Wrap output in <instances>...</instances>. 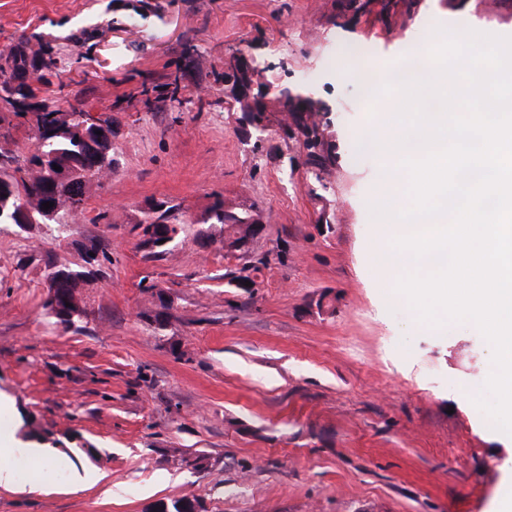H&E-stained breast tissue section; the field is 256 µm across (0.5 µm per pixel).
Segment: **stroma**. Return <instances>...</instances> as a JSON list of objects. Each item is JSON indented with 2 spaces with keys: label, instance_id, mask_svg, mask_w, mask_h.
Masks as SVG:
<instances>
[{
  "label": "stroma",
  "instance_id": "obj_1",
  "mask_svg": "<svg viewBox=\"0 0 512 512\" xmlns=\"http://www.w3.org/2000/svg\"><path fill=\"white\" fill-rule=\"evenodd\" d=\"M153 2L0 0V51L39 37L72 68L39 100L111 119L115 148L64 233L0 224V432L55 457L45 479L0 486V512H152L188 495L208 512H496L512 437L471 401L492 349L471 324H422L377 279L383 161L368 143L385 98L329 62L361 47L383 83L436 29L512 37V0ZM245 40L279 85L325 104L322 180L300 129L225 111L224 56ZM219 197L260 214L250 254H225L223 225L200 229ZM162 201L189 223L153 254L135 224ZM92 247L106 259L88 315L57 323L45 269ZM82 468L101 480L76 485Z\"/></svg>",
  "mask_w": 512,
  "mask_h": 512
}]
</instances>
